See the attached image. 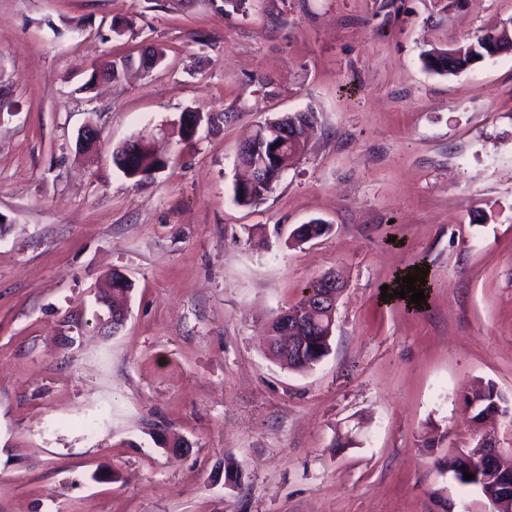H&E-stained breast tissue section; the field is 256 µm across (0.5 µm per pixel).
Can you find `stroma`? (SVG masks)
<instances>
[{"instance_id":"obj_1","label":"stroma","mask_w":512,"mask_h":512,"mask_svg":"<svg viewBox=\"0 0 512 512\" xmlns=\"http://www.w3.org/2000/svg\"><path fill=\"white\" fill-rule=\"evenodd\" d=\"M509 21L512 0H0V512H495L445 463L512 448V419L466 405L481 381L512 401V54L451 76L420 55ZM307 109L304 152L234 203L240 146ZM188 110L224 120L187 144ZM138 135L167 162L141 182L112 163ZM415 267L421 305L385 302ZM331 270V353L289 370L268 326ZM277 181L278 180L275 178L270 186H267L263 182L252 184L251 186L238 185L233 188V200L240 206H251L262 199L265 193H268L273 184ZM240 192H243V197H240Z\"/></svg>"}]
</instances>
